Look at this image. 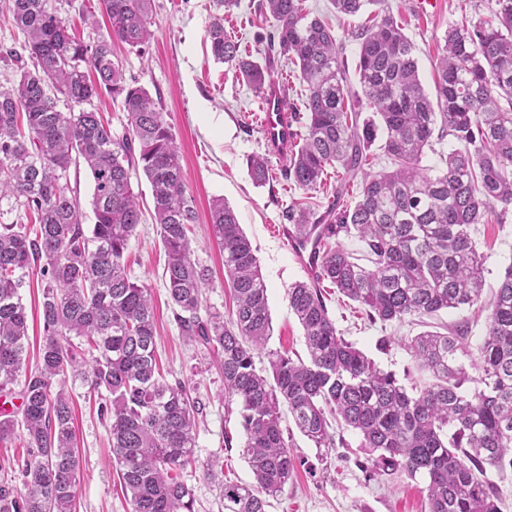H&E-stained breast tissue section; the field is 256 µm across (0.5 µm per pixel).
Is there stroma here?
Segmentation results:
<instances>
[{"label": "stroma", "mask_w": 512, "mask_h": 512, "mask_svg": "<svg viewBox=\"0 0 512 512\" xmlns=\"http://www.w3.org/2000/svg\"><path fill=\"white\" fill-rule=\"evenodd\" d=\"M263 0H240L224 17V28L241 41L243 50L256 54L267 44L273 19L262 9ZM416 46L419 72L426 86L436 77L435 59L449 24L462 15L490 18L495 0H430L415 7L413 0H387ZM214 12L212 0H154V37L142 52L120 51L127 77L144 86L161 102V110L180 145L181 164L188 193L194 197L197 222L193 237L195 256L209 266L212 281L203 290V305L219 310L229 306L224 287V258L211 236L209 206L221 197L235 211L249 238L268 285L272 319L269 350L305 355L303 329L288 310L287 290L304 274L294 262L288 242L279 228L287 211L301 203L304 193L284 178L285 162L270 159L273 178L254 185L246 166L252 154H265L257 126L260 95L227 65L215 62L206 43V30ZM474 239L484 256L485 290L493 292L504 271L512 265V212L478 225ZM128 264L132 277L150 288L155 309L158 351L169 379L186 383L198 401L195 465L182 473L192 487L196 512H224L219 485L208 478L206 465L213 457L224 461V478L251 482L248 464L239 454L244 436L236 411L224 404V378L204 346L189 342L174 320L163 284L164 252L157 227L139 225L131 242ZM40 281L30 275L19 290L29 321L28 366H35L43 336L40 315ZM336 328L380 368L403 375L411 365L404 347L408 338L424 330L444 331L460 319H468L471 339L482 336L486 311L440 312L426 321L402 324L369 322L357 303L340 295L329 282L320 285ZM389 347L377 348L380 337ZM73 398L74 426L82 466L76 491V512H130L117 476L107 424L98 412L99 400L91 395L82 377L68 378ZM290 451L302 459L292 481L272 500L268 512H428L423 480L396 473L374 478L361 468L365 454L358 436L341 430L343 443L328 456L299 432L291 419Z\"/></svg>", "instance_id": "35a3bbf8"}]
</instances>
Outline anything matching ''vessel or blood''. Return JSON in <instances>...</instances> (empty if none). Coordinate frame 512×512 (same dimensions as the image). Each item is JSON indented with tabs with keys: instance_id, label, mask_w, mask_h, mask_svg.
<instances>
[{
	"instance_id": "1",
	"label": "vessel or blood",
	"mask_w": 512,
	"mask_h": 512,
	"mask_svg": "<svg viewBox=\"0 0 512 512\" xmlns=\"http://www.w3.org/2000/svg\"><path fill=\"white\" fill-rule=\"evenodd\" d=\"M259 108L266 149L273 156L285 157L297 140L298 130L292 108L278 84H271L264 89ZM280 232L287 237L292 256L300 269L306 276L316 277L322 258L317 231L313 230L307 235L299 236L284 226Z\"/></svg>"
}]
</instances>
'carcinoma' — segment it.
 <instances>
[{"mask_svg":"<svg viewBox=\"0 0 512 512\" xmlns=\"http://www.w3.org/2000/svg\"><path fill=\"white\" fill-rule=\"evenodd\" d=\"M153 0H98L109 27L83 39L72 31L70 0H4L24 36L0 55L17 85L0 84V392L19 385L21 419L0 414V442L20 439L23 488L0 483V512H74L80 455L67 374L84 377L110 422L112 454L131 512H195L179 471L194 462L198 402L186 384L160 371L149 289L125 263L142 210L132 179L143 175L164 249L167 296L183 335L210 349L224 376V403L236 405L250 484L224 481V512H266L300 462L288 450L282 407L314 447L333 448L331 421L353 430L374 477H421L429 512H501L486 466L512 472V266L493 293L485 334L471 350L468 326L424 331L405 344L410 385L381 369L338 334L322 293L308 282L288 288V308L304 330L307 359L255 355L271 334L267 285L235 211L217 198L211 232L224 253L233 307L202 308L210 269L193 258L197 221L179 146L159 102L125 76L117 45L145 50L154 33ZM305 0H265L275 21L272 51L298 68L306 87L305 133L285 177L317 192L327 170L363 183L354 205L332 204L316 218L300 208L286 220L298 235L326 226L318 279L364 306L370 320L402 322L482 303L478 224L512 208V0H495L490 20L448 25L436 59L434 93L423 86L415 47L386 0H332L360 16L357 88L344 46L311 15ZM214 59L256 91L275 82L269 64L240 50L215 16L207 30ZM120 99L115 129L97 111L102 94ZM373 119L360 121L361 112ZM452 142L443 166L423 165L434 142ZM391 170L368 173L369 149ZM83 161L93 184L95 222L86 228L71 167ZM248 172L263 186L268 159ZM11 214L9 223L1 222ZM360 243L364 267L342 239ZM40 276L43 341L26 370L28 318L19 289Z\"/></svg>","mask_w":512,"mask_h":512,"instance_id":"cac0c4a2","label":"carcinoma"}]
</instances>
